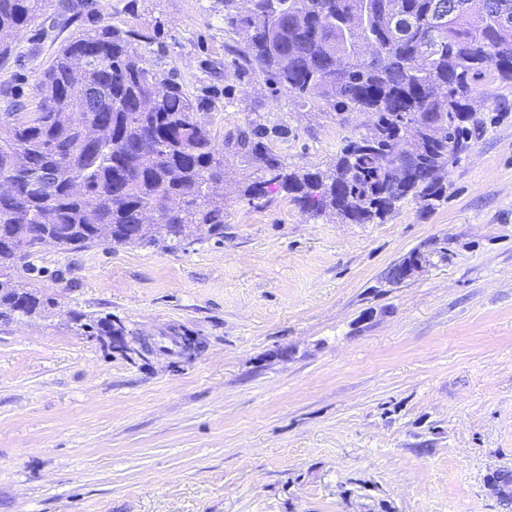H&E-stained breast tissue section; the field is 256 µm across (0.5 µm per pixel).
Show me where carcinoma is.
Listing matches in <instances>:
<instances>
[{
    "label": "carcinoma",
    "mask_w": 512,
    "mask_h": 512,
    "mask_svg": "<svg viewBox=\"0 0 512 512\" xmlns=\"http://www.w3.org/2000/svg\"><path fill=\"white\" fill-rule=\"evenodd\" d=\"M224 3V33L244 36L239 78L262 75L300 98L372 117L344 139L326 171L289 170L264 142L257 117L216 144L202 102L162 72L140 34L111 24L66 41L36 85L33 112L0 114V309L51 304L12 283L10 271L45 239L64 250L108 235L115 245L176 249L194 228L224 236V156L255 167L245 190L275 186L302 210L345 224L383 221L404 200L444 197L448 166L471 147L475 91L512 81V0H488L507 22L473 20L466 0H239ZM48 0H0V66L14 35ZM90 336H124L84 318Z\"/></svg>",
    "instance_id": "1"
}]
</instances>
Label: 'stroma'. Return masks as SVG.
Wrapping results in <instances>:
<instances>
[{
  "label": "stroma",
  "instance_id": "obj_1",
  "mask_svg": "<svg viewBox=\"0 0 512 512\" xmlns=\"http://www.w3.org/2000/svg\"><path fill=\"white\" fill-rule=\"evenodd\" d=\"M52 2L0 69V111L34 108L61 44L112 24L213 100L216 139L258 116L289 169L316 171L364 129L237 79L219 0ZM477 97L431 208L343 224L281 191L253 202L231 157L223 236L46 243L15 267L52 304L0 314V512H502L487 478L512 470V85ZM415 251L427 264L388 282ZM81 315L122 324L126 348Z\"/></svg>",
  "mask_w": 512,
  "mask_h": 512
}]
</instances>
